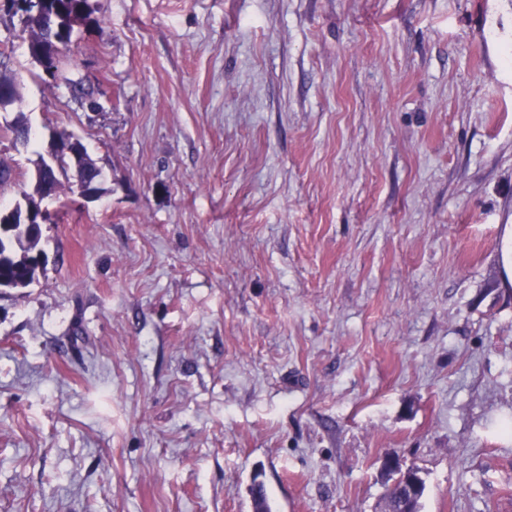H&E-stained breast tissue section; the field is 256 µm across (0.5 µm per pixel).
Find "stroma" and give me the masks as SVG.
Listing matches in <instances>:
<instances>
[{
  "mask_svg": "<svg viewBox=\"0 0 512 512\" xmlns=\"http://www.w3.org/2000/svg\"><path fill=\"white\" fill-rule=\"evenodd\" d=\"M93 112L6 70L32 191L78 138L99 195L48 201L0 289V512H512V0H95ZM11 219L13 224L0 230V288L22 289L37 277L38 253L44 254L39 248L41 232L32 225L21 224V208ZM385 477V508L386 512H401L410 508L412 512H420V500L425 491V482L421 478L418 487L412 488L404 473L390 474ZM390 482V484H389Z\"/></svg>",
  "mask_w": 512,
  "mask_h": 512,
  "instance_id": "obj_1",
  "label": "stroma"
}]
</instances>
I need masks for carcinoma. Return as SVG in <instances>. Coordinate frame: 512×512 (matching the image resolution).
Listing matches in <instances>:
<instances>
[{
	"label": "carcinoma",
	"instance_id": "obj_1",
	"mask_svg": "<svg viewBox=\"0 0 512 512\" xmlns=\"http://www.w3.org/2000/svg\"><path fill=\"white\" fill-rule=\"evenodd\" d=\"M3 7L11 16L19 17L22 32L27 34L30 57H35L53 41L62 44L61 58L57 61L61 69L53 77L60 78L90 110L101 109L94 90L85 88L82 81L64 75L71 64L70 49L76 32L69 19L74 15L82 16L87 29L100 22L91 0H21L19 3L16 0H3ZM94 170L96 166L81 143L71 147L68 153L60 150L51 153L47 159L42 157L36 170L35 194L25 196V202L34 204L51 192L56 195L65 190L71 192V177L78 178ZM72 171L75 172L73 176L70 175ZM11 219L12 223L0 230V288L22 289L31 285L37 277L41 232L32 225L21 223L19 209ZM424 491L423 481L414 488L405 474L389 475L386 477L384 494L386 512H404L406 509L420 512Z\"/></svg>",
	"mask_w": 512,
	"mask_h": 512
}]
</instances>
